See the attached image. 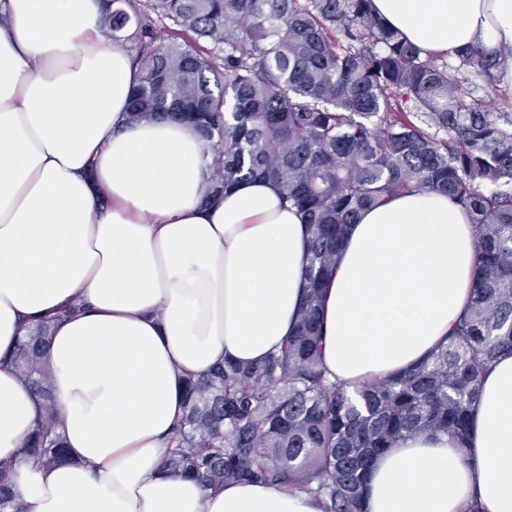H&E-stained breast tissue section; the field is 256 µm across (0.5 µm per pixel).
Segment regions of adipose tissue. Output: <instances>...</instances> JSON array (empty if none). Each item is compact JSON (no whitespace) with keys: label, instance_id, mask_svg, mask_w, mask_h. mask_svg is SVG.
Wrapping results in <instances>:
<instances>
[{"label":"adipose tissue","instance_id":"1","mask_svg":"<svg viewBox=\"0 0 512 512\" xmlns=\"http://www.w3.org/2000/svg\"><path fill=\"white\" fill-rule=\"evenodd\" d=\"M424 54L482 46L512 85V0H372ZM102 0H0V465L25 512H322L270 485L165 472L187 378L278 352L304 301L310 230L270 181L210 200L212 155L172 119L130 122L137 81ZM475 230L432 191L348 227L321 298L322 366L347 387L412 367L472 298ZM47 358L68 463L21 455L42 410L7 363L21 328L73 301ZM512 512V354L483 379L466 449L450 435L381 455L368 512Z\"/></svg>","mask_w":512,"mask_h":512}]
</instances>
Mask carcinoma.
I'll list each match as a JSON object with an SVG mask.
<instances>
[{
  "instance_id": "1",
  "label": "carcinoma",
  "mask_w": 512,
  "mask_h": 512,
  "mask_svg": "<svg viewBox=\"0 0 512 512\" xmlns=\"http://www.w3.org/2000/svg\"><path fill=\"white\" fill-rule=\"evenodd\" d=\"M372 0H112V41L134 42L132 122L173 111L213 157V197L269 180L310 226L295 331L261 363L186 380L163 467L203 487L247 481L305 491L323 512H366L376 459L401 440L465 447L481 382L512 353V112H490L469 79L423 55ZM500 62L459 56L493 88ZM442 193L476 230L473 297L442 346L402 374L352 391L321 365L323 285L357 214L404 191ZM51 324L8 356L42 401L25 455L67 461L45 357ZM0 512H23L0 466Z\"/></svg>"
}]
</instances>
